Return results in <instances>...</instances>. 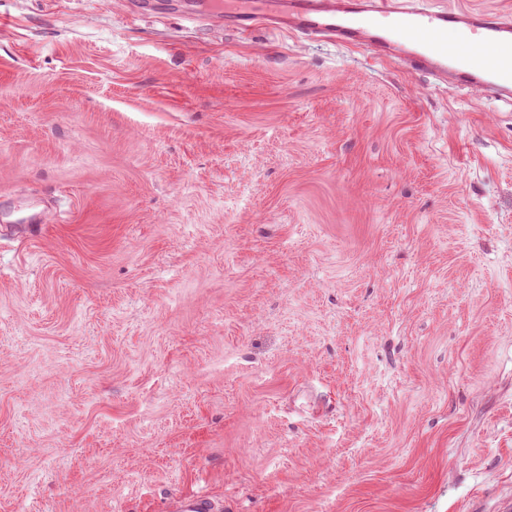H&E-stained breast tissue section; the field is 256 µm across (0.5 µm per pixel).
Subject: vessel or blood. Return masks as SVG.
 Masks as SVG:
<instances>
[{"mask_svg": "<svg viewBox=\"0 0 512 512\" xmlns=\"http://www.w3.org/2000/svg\"><path fill=\"white\" fill-rule=\"evenodd\" d=\"M225 27L259 25L323 37L342 48L398 61L407 73L432 74L443 85L512 98V66L491 51L512 45V14L430 7L423 0H224ZM165 512H217L208 494L176 496Z\"/></svg>", "mask_w": 512, "mask_h": 512, "instance_id": "b4317fda", "label": "vessel or blood"}]
</instances>
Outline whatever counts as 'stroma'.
Here are the masks:
<instances>
[{"label":"stroma","mask_w":512,"mask_h":512,"mask_svg":"<svg viewBox=\"0 0 512 512\" xmlns=\"http://www.w3.org/2000/svg\"><path fill=\"white\" fill-rule=\"evenodd\" d=\"M128 2L0 0V512H500L512 104ZM166 512H216L217 509L213 497L206 493L175 496L165 503Z\"/></svg>","instance_id":"stroma-1"}]
</instances>
